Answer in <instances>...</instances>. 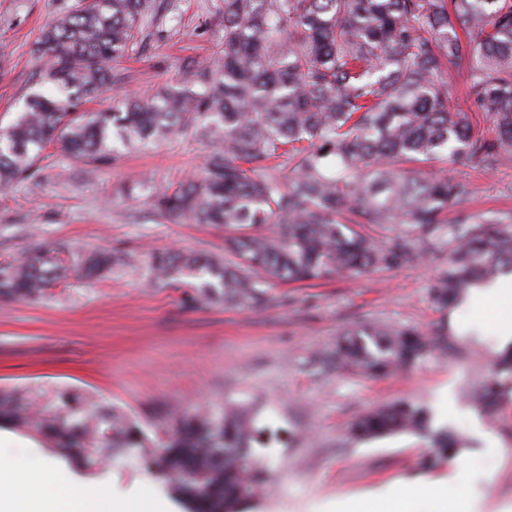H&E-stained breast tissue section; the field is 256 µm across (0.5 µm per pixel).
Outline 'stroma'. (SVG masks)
Listing matches in <instances>:
<instances>
[{
	"label": "stroma",
	"instance_id": "stroma-1",
	"mask_svg": "<svg viewBox=\"0 0 512 512\" xmlns=\"http://www.w3.org/2000/svg\"><path fill=\"white\" fill-rule=\"evenodd\" d=\"M63 0H0V123H10L32 87L39 62L33 43ZM143 29L142 53L120 63L114 95L91 104L111 109L113 96L149 98L182 80L185 64H206L224 34L222 0H167ZM31 180L0 190V261L20 251L66 246L108 248L126 262L103 279L72 276L48 288L39 302L0 297V388L32 394L79 389L136 420L146 432L171 405L241 403L260 397V419L295 432L287 446L262 449L273 484L251 512H335L339 503L387 490L401 480H447L473 488L481 512H512V398L503 416L467 402L494 371L499 338L485 313L465 311L482 327L412 369L373 378L338 369L323 355L338 334L356 324L410 326L431 334L448 316L430 301L435 258L370 278L337 277L317 286L268 282L269 306L241 311L221 302L186 303V289L156 285L151 255L190 250L220 253L223 229L174 223L149 207L150 183L171 186L204 163L210 144L194 133L147 147H123L110 168L82 174L59 147ZM469 180L472 211L512 210V159L488 168L472 158L445 165ZM415 399L429 406L433 428L455 425L467 449L437 468L423 467L424 439L395 435L350 438L351 423L378 406ZM4 454L56 469L60 490L97 489L148 502L165 499L187 512L167 481L136 459L88 465L59 454L39 436L16 433Z\"/></svg>",
	"mask_w": 512,
	"mask_h": 512
}]
</instances>
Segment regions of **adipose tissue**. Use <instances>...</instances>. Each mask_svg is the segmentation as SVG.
Returning a JSON list of instances; mask_svg holds the SVG:
<instances>
[{
	"label": "adipose tissue",
	"instance_id": "adipose-tissue-1",
	"mask_svg": "<svg viewBox=\"0 0 512 512\" xmlns=\"http://www.w3.org/2000/svg\"><path fill=\"white\" fill-rule=\"evenodd\" d=\"M470 309L490 312L500 338L499 352L512 347V274L473 289ZM54 470H11L0 457V512H99L92 493L75 489L53 492ZM338 512H479L471 490L452 495L446 483L418 479L386 493L341 502Z\"/></svg>",
	"mask_w": 512,
	"mask_h": 512
}]
</instances>
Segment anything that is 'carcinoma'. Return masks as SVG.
Here are the masks:
<instances>
[{"label":"carcinoma","mask_w":512,"mask_h":512,"mask_svg":"<svg viewBox=\"0 0 512 512\" xmlns=\"http://www.w3.org/2000/svg\"><path fill=\"white\" fill-rule=\"evenodd\" d=\"M220 58L197 64L147 100L125 98L110 112L83 105L119 81L114 63L139 49L157 0H72L35 40V90L0 128V187L36 172L58 145L90 174L112 166L122 145L195 131L212 149L201 171L176 189L156 187L154 209L176 222L228 230L219 255L170 251L153 257L158 282L190 288L187 301L250 310L270 304L264 274L286 282L369 276L440 259L429 294L446 311L470 288L512 270V215L460 206L471 183L426 167L478 157L512 158V0H223ZM468 62L466 98L492 121L477 136L470 112L448 94V68ZM288 167L285 180L267 162ZM458 209L451 222L448 210ZM280 224L282 237L262 232ZM115 251L68 258L25 250L0 263V297L35 300L73 272L104 276L125 264ZM444 332L357 325L328 353L336 365L388 377L445 351ZM512 391V353L473 402L496 415ZM243 406L172 410L148 435L110 405L78 391L49 393L35 412L28 393L0 390V420L41 435L88 462L130 448L157 467L188 512H240L268 491L270 470L255 452L275 435ZM351 436L426 439L427 463L453 456L460 441L431 426L428 410L401 400L358 418Z\"/></svg>","instance_id":"obj_1"}]
</instances>
